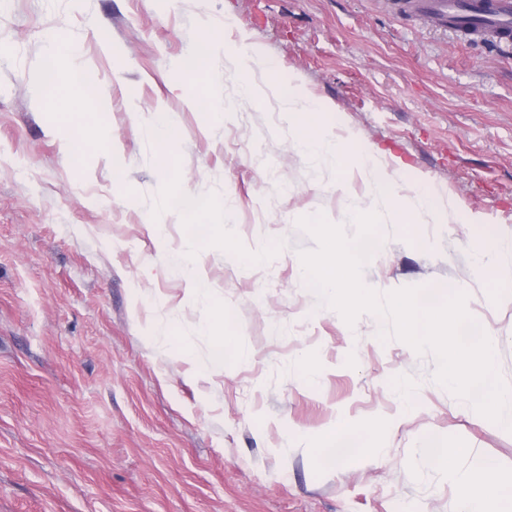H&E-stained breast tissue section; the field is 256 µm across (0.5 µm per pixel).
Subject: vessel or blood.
Returning <instances> with one entry per match:
<instances>
[{
	"instance_id": "vessel-or-blood-1",
	"label": "vessel or blood",
	"mask_w": 512,
	"mask_h": 512,
	"mask_svg": "<svg viewBox=\"0 0 512 512\" xmlns=\"http://www.w3.org/2000/svg\"><path fill=\"white\" fill-rule=\"evenodd\" d=\"M391 9L434 19L473 42H512V0H393Z\"/></svg>"
}]
</instances>
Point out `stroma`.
I'll list each match as a JSON object with an SVG mask.
<instances>
[{"label":"stroma","instance_id":"35a3bbf8","mask_svg":"<svg viewBox=\"0 0 512 512\" xmlns=\"http://www.w3.org/2000/svg\"><path fill=\"white\" fill-rule=\"evenodd\" d=\"M54 31L76 52L51 74ZM226 34L263 60L254 94L223 47L188 72ZM75 77L111 149L89 121L69 151ZM285 85L353 156L384 150L391 198L298 149ZM185 188L199 222L229 216L193 253ZM418 193L427 210L396 224ZM367 208L381 223L364 284L465 292L512 386V265L476 272L489 242L512 244V50L387 0H0V512H457L458 479L487 459L512 478V432L436 383L432 354L310 289L297 220L352 238ZM208 326L245 359L215 365ZM342 425L384 455L323 462ZM436 448L456 454L436 466Z\"/></svg>","mask_w":512,"mask_h":512}]
</instances>
